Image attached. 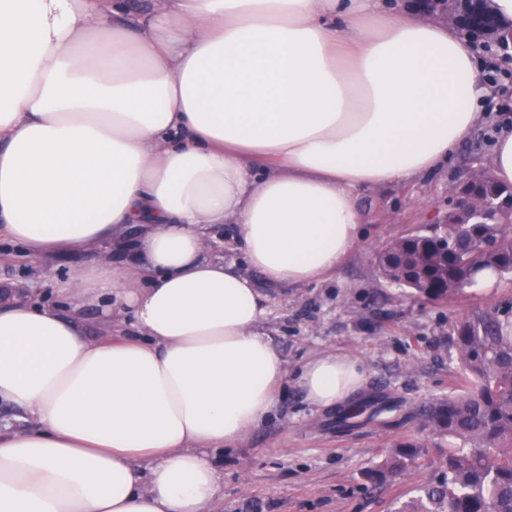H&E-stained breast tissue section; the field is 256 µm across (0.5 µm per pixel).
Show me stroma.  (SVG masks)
<instances>
[{
    "label": "stroma",
    "mask_w": 512,
    "mask_h": 512,
    "mask_svg": "<svg viewBox=\"0 0 512 512\" xmlns=\"http://www.w3.org/2000/svg\"><path fill=\"white\" fill-rule=\"evenodd\" d=\"M488 62L493 93L486 123L448 165L408 185L365 194V238L336 270L294 286L274 287L253 275L256 288L271 298L261 331L288 371L336 352L360 362L365 386L358 417L342 425L339 411L314 408L286 382L268 421L220 455L224 498L213 512H397L437 474V451L448 442L423 430L411 412L454 385L449 337L455 319L512 299V277L448 302H428L384 280L376 256L388 241L425 224L429 213H446L450 189L488 166L498 130L512 128V65L498 55ZM97 256L90 250L33 259L1 238L0 291L57 305L50 282ZM403 439L418 440L426 455L417 467L375 481L384 449Z\"/></svg>",
    "instance_id": "stroma-1"
}]
</instances>
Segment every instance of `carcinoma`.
<instances>
[{
	"label": "carcinoma",
	"instance_id": "carcinoma-1",
	"mask_svg": "<svg viewBox=\"0 0 512 512\" xmlns=\"http://www.w3.org/2000/svg\"><path fill=\"white\" fill-rule=\"evenodd\" d=\"M511 195L487 174L474 188L481 224H450L448 237L425 226L390 243L391 264L378 266L391 284L420 298L448 301L476 286L490 269L512 276V246L495 209ZM449 343L458 363L456 385L446 398L413 410L420 426L448 439L446 472L398 512H512V300L455 320ZM426 449L398 441L384 450L380 479L414 467Z\"/></svg>",
	"mask_w": 512,
	"mask_h": 512
}]
</instances>
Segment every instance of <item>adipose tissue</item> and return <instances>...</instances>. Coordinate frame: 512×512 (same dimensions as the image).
I'll list each match as a JSON object with an SVG mask.
<instances>
[{
    "instance_id": "1",
    "label": "adipose tissue",
    "mask_w": 512,
    "mask_h": 512,
    "mask_svg": "<svg viewBox=\"0 0 512 512\" xmlns=\"http://www.w3.org/2000/svg\"><path fill=\"white\" fill-rule=\"evenodd\" d=\"M485 69L459 28L390 0H0V238L102 251L53 281L68 312L0 302V402L27 421L0 431V512H207L212 451L286 379L352 408L362 366L335 352L289 375L268 295L208 232L232 225L272 285L335 270L362 193L482 124ZM91 309L134 335L86 339Z\"/></svg>"
}]
</instances>
